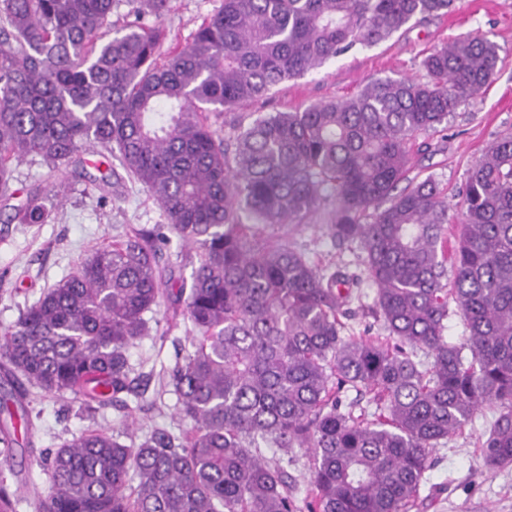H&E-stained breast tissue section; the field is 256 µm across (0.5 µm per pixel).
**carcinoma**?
<instances>
[{
	"label": "carcinoma",
	"instance_id": "obj_1",
	"mask_svg": "<svg viewBox=\"0 0 512 512\" xmlns=\"http://www.w3.org/2000/svg\"><path fill=\"white\" fill-rule=\"evenodd\" d=\"M172 0H0V199L16 166L53 167L99 147L158 204L164 223L97 249L0 331V356L47 393L85 405L134 393L127 350L147 331L175 234L188 247L190 349L162 378L187 428L126 444L83 433L51 453L34 512H406L429 456L482 407L484 464H512V133L468 171L463 219L430 177L411 181L416 143L493 79L499 47L461 37L421 61L425 80H377L343 101L271 112L227 135L210 114L453 0H223L192 41L157 62ZM40 188L12 206L44 224ZM327 210L360 273L315 264L262 235ZM394 344L347 336L352 286ZM464 341H451L448 317ZM349 391L370 395L355 414ZM312 450L303 500L288 485L295 449Z\"/></svg>",
	"mask_w": 512,
	"mask_h": 512
}]
</instances>
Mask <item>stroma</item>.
Wrapping results in <instances>:
<instances>
[{"label": "stroma", "mask_w": 512, "mask_h": 512, "mask_svg": "<svg viewBox=\"0 0 512 512\" xmlns=\"http://www.w3.org/2000/svg\"><path fill=\"white\" fill-rule=\"evenodd\" d=\"M221 4L222 0H173L160 22L167 32L165 48L190 42L201 21ZM473 35L499 46L497 72L475 99L455 112L446 130L431 136V151L415 158L416 173L439 184L447 197L449 218L457 224L463 211L458 191L469 169L499 135L512 131V0H455L447 16L413 20L385 41L353 48L318 70L283 82L272 96L246 110L255 117L290 112L348 98L377 79L420 78L425 55ZM99 170L89 168L86 177L78 178L71 168H53L37 158L18 165L13 183L17 196L25 197L37 185L45 187L51 195V216L44 224H21L12 220L11 209L0 207V329L12 325L27 305L76 272L82 259L113 237L162 223V213L145 188L126 177L100 185ZM288 236L321 263L353 268L359 263L358 246L335 244L325 211L290 226ZM146 318L147 334L128 350L131 376L144 396H127L122 405L107 401L86 409L72 394L45 393L0 360V395L14 394L28 412L29 428L15 436L13 470L6 475L12 487L23 493L43 489L41 460L75 435L120 427L124 441L130 443L157 427L182 429L176 396L159 393L157 377L188 349L190 334L183 320L174 317L169 298H161ZM494 414L490 406L478 410L433 452L427 478L436 492L412 512H512V466L486 469L476 444Z\"/></svg>", "instance_id": "35a3bbf8"}]
</instances>
